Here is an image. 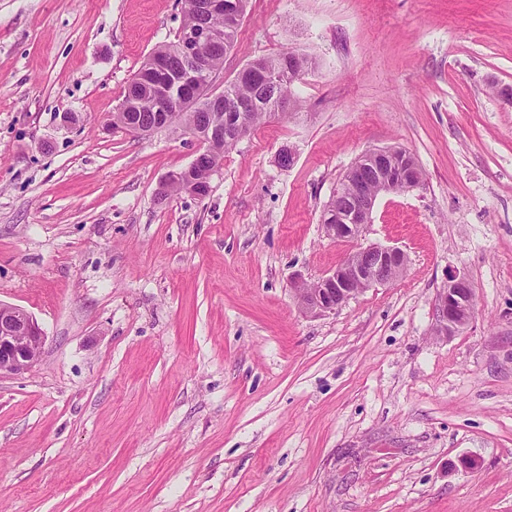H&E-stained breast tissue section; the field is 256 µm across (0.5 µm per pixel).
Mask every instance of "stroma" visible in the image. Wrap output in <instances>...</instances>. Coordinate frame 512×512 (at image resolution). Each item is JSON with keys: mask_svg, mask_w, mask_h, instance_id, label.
Segmentation results:
<instances>
[{"mask_svg": "<svg viewBox=\"0 0 512 512\" xmlns=\"http://www.w3.org/2000/svg\"><path fill=\"white\" fill-rule=\"evenodd\" d=\"M180 19L0 0V301L45 336L0 378V512H512V0H248L223 82L315 65L202 197L161 191L194 137L109 123ZM384 147L423 179L361 241L406 271L306 315L295 277L350 249L323 227L336 184ZM455 272L474 312L440 336Z\"/></svg>", "mask_w": 512, "mask_h": 512, "instance_id": "35a3bbf8", "label": "stroma"}]
</instances>
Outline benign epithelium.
Listing matches in <instances>:
<instances>
[{"instance_id": "7a95c632", "label": "benign epithelium", "mask_w": 512, "mask_h": 512, "mask_svg": "<svg viewBox=\"0 0 512 512\" xmlns=\"http://www.w3.org/2000/svg\"><path fill=\"white\" fill-rule=\"evenodd\" d=\"M224 44V30L210 28L188 29L180 34L178 53L184 63L178 70H170L162 58L151 62L159 80L151 87L156 104V116L150 122H131L122 117L118 126L131 135H141L169 126V113L186 112V131L199 144L190 167H198L211 156L213 142L222 136L218 128L203 132L208 123L203 114L195 115L200 99L218 101L222 93L216 91L209 48ZM239 76L262 82L286 80L295 83L300 75L293 72L259 70L247 67ZM228 108L235 112L237 121L229 132L240 141L250 131L247 121L249 103L230 99ZM406 153L397 147L375 148L366 151L345 172L336 186L332 200L336 208V224L324 228L338 242H350L361 237L364 227L371 223V214L379 195L389 192H408L422 181L420 169L405 163ZM176 185L199 195L201 189L185 181L183 171H173L162 183L166 190ZM405 252L392 246L369 244L351 251L335 269L310 286L302 279L294 281V297L303 312L311 315L331 313L363 291L399 280L406 269ZM474 309V290L470 281L460 275L448 276V283L438 294L435 303L438 335L448 336L464 327ZM44 336L36 319L26 310L0 301V377L20 375L30 371L38 362Z\"/></svg>"}]
</instances>
